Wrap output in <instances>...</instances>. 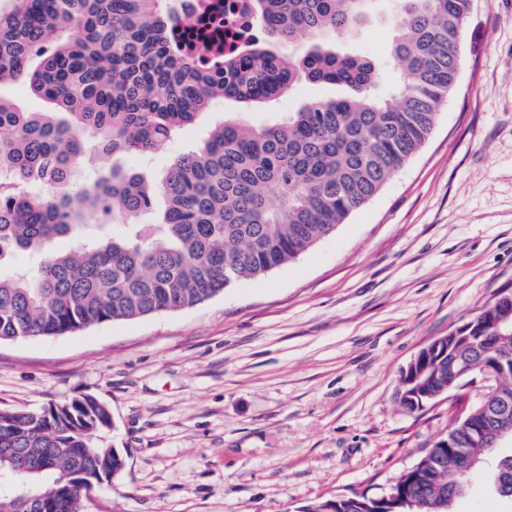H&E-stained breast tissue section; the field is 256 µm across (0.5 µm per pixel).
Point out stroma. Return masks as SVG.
Wrapping results in <instances>:
<instances>
[{
	"label": "stroma",
	"instance_id": "obj_1",
	"mask_svg": "<svg viewBox=\"0 0 512 512\" xmlns=\"http://www.w3.org/2000/svg\"><path fill=\"white\" fill-rule=\"evenodd\" d=\"M393 4L355 41L384 57ZM227 101L164 150L118 163L162 175L233 117L267 123L308 98ZM512 283V0H471L456 87L424 144L296 261L194 307L73 335L0 342V407L85 394L109 409L124 467L82 512H304L386 494L447 439L440 397L411 412L400 379L435 337ZM471 473L455 512H512Z\"/></svg>",
	"mask_w": 512,
	"mask_h": 512
}]
</instances>
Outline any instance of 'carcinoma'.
I'll return each instance as SVG.
<instances>
[{"instance_id": "cac0c4a2", "label": "carcinoma", "mask_w": 512, "mask_h": 512, "mask_svg": "<svg viewBox=\"0 0 512 512\" xmlns=\"http://www.w3.org/2000/svg\"><path fill=\"white\" fill-rule=\"evenodd\" d=\"M370 0H251L269 41L252 38L213 67L167 45L163 0H6L0 7V84L22 80L53 112H21L0 98V263L40 257L0 275V342L76 334L114 320L193 307L291 263L375 197L423 146L454 89L470 0H396L390 58L398 78L378 92L381 64L338 45L370 21ZM304 37L289 56L274 43ZM301 84L347 87L315 97L263 125L225 119L159 181L114 167L76 185L87 136L104 158L150 155L215 102L253 104ZM166 207L153 215L158 198ZM60 238L74 240L55 251ZM474 338L447 339L426 374L406 386L409 410L448 386L450 351L480 361L489 345L512 363V305L474 316ZM482 402L451 425L396 483L414 512H437L448 486L465 484L466 426ZM107 406L94 395L39 409L0 408V512H77L95 479L117 476L106 442ZM512 438V407L492 421ZM357 496L306 512H389Z\"/></svg>"}]
</instances>
